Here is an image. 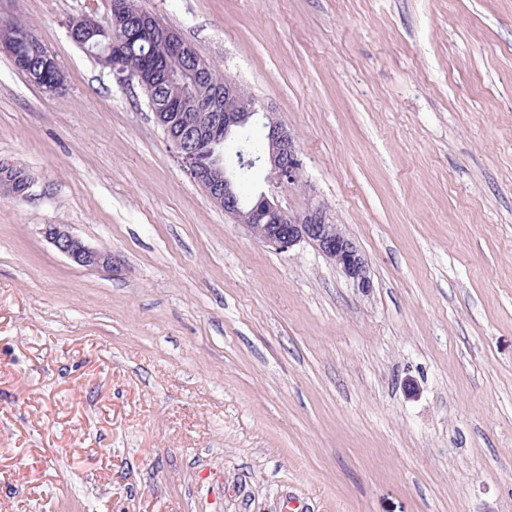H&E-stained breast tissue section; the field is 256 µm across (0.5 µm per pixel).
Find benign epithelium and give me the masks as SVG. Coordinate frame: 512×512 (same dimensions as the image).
Masks as SVG:
<instances>
[{
	"instance_id": "benign-epithelium-1",
	"label": "benign epithelium",
	"mask_w": 512,
	"mask_h": 512,
	"mask_svg": "<svg viewBox=\"0 0 512 512\" xmlns=\"http://www.w3.org/2000/svg\"><path fill=\"white\" fill-rule=\"evenodd\" d=\"M88 18L89 15L85 14L69 21L70 39L83 47L99 36L106 42L109 54L121 57L122 45L112 41V28L101 26L88 31ZM139 25L140 37L149 42L158 41L169 50L175 46L185 50L190 48L174 28L160 23L152 15L142 16ZM150 69L162 73L170 83L185 84L189 88L201 80L199 71L186 81L182 75L171 73L153 62ZM243 96V89L227 78L224 89H216L209 96L193 101L200 113L208 117L207 121L179 125L169 122L163 127L191 176L211 200L224 208V212L236 219L256 241L280 252L301 243L309 244L333 262L357 288L363 291L371 288L368 263L359 246L341 225L331 220L322 203L311 201L303 210L291 212L264 192L254 202L246 200L237 171L224 164L223 143L236 140L248 125L261 127L264 149L258 156L240 154L238 167L265 165L278 184H294L306 192L309 185L303 178L300 145L296 137L276 113L268 109L236 111L232 102L240 101ZM29 185L24 171L0 163V191L22 196ZM42 233L60 254L79 266L111 269L115 265L111 253L86 245L63 224H46Z\"/></svg>"
}]
</instances>
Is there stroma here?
<instances>
[{
	"label": "stroma",
	"mask_w": 512,
	"mask_h": 512,
	"mask_svg": "<svg viewBox=\"0 0 512 512\" xmlns=\"http://www.w3.org/2000/svg\"><path fill=\"white\" fill-rule=\"evenodd\" d=\"M110 0H0V512H512V0H137L295 133L365 254L251 238L137 84L68 36ZM63 224L118 269L44 238ZM30 185L24 171L0 163V191L6 190L16 196H23Z\"/></svg>",
	"instance_id": "35a3bbf8"
}]
</instances>
